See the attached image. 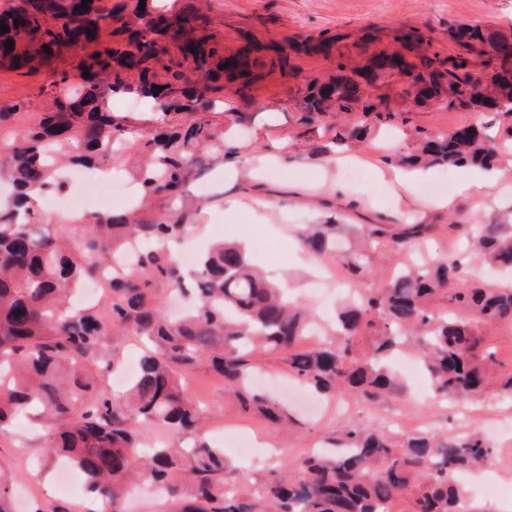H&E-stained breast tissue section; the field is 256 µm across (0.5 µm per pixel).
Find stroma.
Instances as JSON below:
<instances>
[{"label": "stroma", "instance_id": "35a3bbf8", "mask_svg": "<svg viewBox=\"0 0 512 512\" xmlns=\"http://www.w3.org/2000/svg\"><path fill=\"white\" fill-rule=\"evenodd\" d=\"M207 11L223 19L224 44L231 49L241 45L245 33L260 42L336 32L355 41L369 31L384 47L391 43L392 30L412 26L421 29L434 48L444 51L449 30L461 23L512 32V0H208ZM295 62V81L268 79L251 103L225 93L223 106L206 112V119L215 123L231 120L236 113L243 120L231 142L232 154H210L205 167L190 178L191 185L206 181L213 190L192 216L181 246L202 249L220 238L245 239L253 262L264 272L299 280L302 304L321 322L333 315L341 299L333 295L326 305L318 303L313 288L323 261L315 259L309 270L302 267L298 232L305 225L320 223L329 215L340 224H401L410 216L433 225L427 242L397 255L387 251L376 257L364 281L365 287L375 289L410 259L427 261L441 253L457 256L476 225L493 218L512 220V177L482 196L469 198L458 196L455 187L445 194L437 192L433 184L450 178L456 186L472 177L473 169L434 167L427 176L402 186L386 162L394 149L406 147L417 132L486 123L492 113L409 106L406 122L395 136L371 137L333 166L312 153L313 138L298 122L294 88L296 83L333 71L335 60L302 54ZM52 80L48 69L25 74L0 69V108L23 100L28 111H45L57 92ZM424 200L429 208H421ZM452 217L461 221V228L449 227ZM481 331L495 353L494 375L481 397L455 406L417 396L410 388L380 405L344 393L322 399L314 414L292 408L291 423L274 426L243 412L225 395L223 381L208 366L196 368L187 387L205 411V428L243 430L259 446L257 458L233 461L227 483L240 493L257 494L270 474L295 471L303 458L354 421L398 437L426 432L440 440H457L479 432L494 452L483 473L470 481L467 504L472 512H512V400L500 395L501 382L512 375V325H485ZM49 429L47 421L21 418L9 433L0 435V467L15 476L14 510L52 512L54 506L65 505L71 512H89L85 495H64L43 480L44 474L59 470L58 461L41 455Z\"/></svg>", "mask_w": 512, "mask_h": 512}]
</instances>
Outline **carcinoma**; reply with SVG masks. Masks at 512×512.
<instances>
[{
    "label": "carcinoma",
    "mask_w": 512,
    "mask_h": 512,
    "mask_svg": "<svg viewBox=\"0 0 512 512\" xmlns=\"http://www.w3.org/2000/svg\"><path fill=\"white\" fill-rule=\"evenodd\" d=\"M141 2L100 7L91 20L71 0H0V26L9 27L0 31L1 65L34 71L62 59L55 87L73 72L90 73L76 109L55 96L45 112H25L22 102L0 112V127L19 124L9 141L0 139V182L13 187L8 199L0 200V429L32 410L50 420L45 453L79 470L85 491L100 500L104 512H124L125 497L141 476L183 500L180 512H383V503L413 486L412 512H459L464 494L455 474L479 468L493 453L477 434L459 441L427 434L398 441L351 422L330 448L304 458L297 476L267 480L260 497L224 490V449L202 433V410L187 391L185 373L209 366L243 411L284 423L290 420L288 408L249 383L255 351L286 354L289 374L319 395L349 392L377 403L405 392L390 360L399 340L411 336L435 395L466 401L481 394L495 363L477 324H512V288L471 284L470 259L464 255L405 265L382 288L363 291L373 253L390 244L406 247L434 226L411 221L393 232L385 224H309L299 242L316 257L335 255L339 233L353 234L354 249L341 262L355 291L337 312L333 339L301 349L311 313L268 280L241 244L212 245L198 256L193 278L185 280L169 243L190 228L187 215H145L157 200L176 195L192 166L224 152V131L196 115L221 103L217 96L228 89L248 99L262 78L294 76L290 52L299 46L293 41L283 49L271 42L255 57L227 54L223 29L201 0H173L171 9L158 13L140 9ZM169 28L195 52L183 58L173 48L158 67L159 43ZM466 38L492 46L509 35L460 25L450 32L455 48L445 53L416 29L401 28L393 42L404 54L383 71L377 63L389 50H370L373 40L365 35L367 63L331 79L335 97L324 95L317 80L308 82L298 97L299 121L313 126L330 112L362 113L355 125L334 127L318 147L325 153L351 149L375 130L399 123L402 113L380 111L366 92L373 81L395 73L424 88L421 105L471 112L492 106L491 96L512 103V67L475 75ZM344 39L339 33L327 36L319 49H334L342 58ZM229 60L233 65L224 67ZM121 72L127 74L124 85L114 80ZM195 78L208 94L189 88L158 95L160 86ZM129 89L157 104L167 127L137 136L116 122L108 102ZM501 116L508 121L472 127L459 141L448 140V132L425 134L388 161L397 168L494 166L512 155V111ZM126 152L139 189L131 211L72 224L43 223L41 209L29 201L31 189L46 185L67 164L101 170ZM143 241L154 247L140 252L133 268L102 281L95 305L71 307L79 285L98 278L128 245ZM470 246L482 263L512 271L508 225H482ZM164 287L190 291V310L167 314L158 293ZM436 294L446 297L452 314L427 309ZM363 330L368 341L359 345L354 337ZM119 335L149 344L121 401L101 386L104 352ZM143 424L167 435L145 457L136 454Z\"/></svg>",
    "instance_id": "cac0c4a2"
}]
</instances>
